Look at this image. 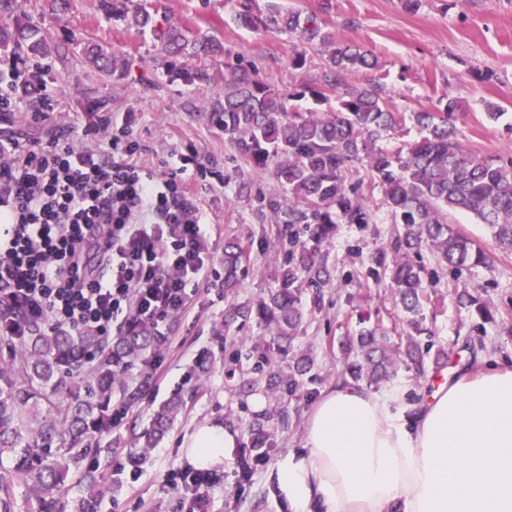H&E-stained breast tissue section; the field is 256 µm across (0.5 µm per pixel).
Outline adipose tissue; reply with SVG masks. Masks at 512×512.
<instances>
[{"label":"adipose tissue","mask_w":512,"mask_h":512,"mask_svg":"<svg viewBox=\"0 0 512 512\" xmlns=\"http://www.w3.org/2000/svg\"><path fill=\"white\" fill-rule=\"evenodd\" d=\"M234 445L213 423L184 443L201 468ZM269 480L290 512H512V369L463 374L416 402L337 383Z\"/></svg>","instance_id":"1"}]
</instances>
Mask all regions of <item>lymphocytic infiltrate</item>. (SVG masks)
I'll use <instances>...</instances> for the list:
<instances>
[{
	"label": "lymphocytic infiltrate",
	"mask_w": 512,
	"mask_h": 512,
	"mask_svg": "<svg viewBox=\"0 0 512 512\" xmlns=\"http://www.w3.org/2000/svg\"><path fill=\"white\" fill-rule=\"evenodd\" d=\"M100 132L91 147L0 138V285L55 325L107 334L127 311L156 327L186 310L187 286L210 263L208 217L188 181L224 176L192 154L145 170L127 131ZM91 249L115 272L100 276Z\"/></svg>",
	"instance_id": "lymphocytic-infiltrate-1"
}]
</instances>
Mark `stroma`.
Listing matches in <instances>:
<instances>
[{
    "mask_svg": "<svg viewBox=\"0 0 512 512\" xmlns=\"http://www.w3.org/2000/svg\"><path fill=\"white\" fill-rule=\"evenodd\" d=\"M264 14L281 9L317 15L343 41L371 51L377 67L359 74V83H380L390 107L397 112L442 111L455 100L453 114L458 139L471 152L512 157V0H421L417 10L404 0H116L114 13L102 11L98 0H74L70 12L52 13L47 0H26L7 25L28 24L56 45L59 53L33 64L18 54L31 88L47 85L55 92L53 112L35 121L37 102L0 120V137L30 142L45 131L63 140L94 145L88 128L101 119L124 127L139 144L141 166L162 168L178 155L196 152L199 162L224 175L223 185L193 188V200L209 218L212 244L209 267L188 289L185 312L169 317L160 328L166 341L159 373H148L139 402L120 410L112 430L103 436L96 460L109 489L100 512H184L189 489L175 476L191 466L182 443L195 428L211 422L224 426L236 440L223 464L215 466L216 481L209 490L210 512H289L269 489L268 475L281 455L301 448L307 411L321 392L334 383L342 359L340 339L363 328L387 331L397 338L404 313L392 295L388 280L367 279L365 270L394 232L380 189L366 167H358L351 181L370 215L366 224H340L324 247L330 279L321 289L304 287L301 303L305 319L288 351H280L266 326L258 320L240 323L227 316L229 307L252 304L277 288L280 275V239L271 224V208L287 210L293 196L273 168L243 161L222 129L210 119L223 85L180 78L184 61L166 56L151 30H139L127 12L143 7L156 23L173 24L189 39L209 36L224 50L212 65L243 60L255 63L275 88L293 91L319 79L322 55L287 33L253 30L236 15L242 2ZM111 48L125 58L127 69L102 76L82 59L86 43ZM306 63L291 65L296 53ZM500 107L499 119L486 116L488 106ZM458 229L485 251L496 254L493 267L478 268L456 277L443 273L429 284L426 325L435 348L448 355V364H427L424 373L405 369L394 386L416 400L429 393L445 376L465 373L491 361L512 367V254L499 252L486 225L469 214L451 217ZM241 240L246 249V273L233 291L224 289V244ZM487 302L492 318L476 325L470 313L458 307L461 291ZM321 304H314V294ZM270 352L274 367L287 369L295 358L314 359L311 381L297 391L279 392L268 407L288 413L287 429L278 431L267 458L254 461L247 429L261 413L242 386L254 377L253 343ZM240 359H232L234 348ZM185 397L173 428L139 463L138 479L117 471L136 455L134 428H146L153 412L173 393Z\"/></svg>",
    "mask_w": 512,
    "mask_h": 512,
    "instance_id": "stroma-1",
    "label": "stroma"
}]
</instances>
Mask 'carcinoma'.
<instances>
[{
	"label": "carcinoma",
	"mask_w": 512,
	"mask_h": 512,
	"mask_svg": "<svg viewBox=\"0 0 512 512\" xmlns=\"http://www.w3.org/2000/svg\"><path fill=\"white\" fill-rule=\"evenodd\" d=\"M238 16L246 27L283 28L306 44L320 46L325 55L322 73L306 90L318 101L334 92L338 106L333 112H298L290 105L294 93L273 88L253 64L238 63L224 74L204 67L186 71L205 84L224 82V100L215 101L211 115L241 159L274 165L277 178L296 199L286 217L273 214L272 223L285 225L281 234L287 243L279 287L254 306L233 308L230 315L243 323L255 316L278 347L291 345L303 327L299 282L320 284L328 276L320 256L322 244L338 224L368 223L367 212L348 185L352 168L362 164L400 225L389 243L392 257L380 252L368 276L389 279L406 315V343L392 347L372 329L346 337L340 377L378 385L402 365L422 368L433 344L421 342V336L430 334L423 304L425 271L412 256L427 249L437 268L456 277L474 267H491L493 255L454 228L448 221L451 212L468 213L488 225L499 249L512 253V160L464 150L451 121V99L441 112L410 115L418 139L394 151L378 146L408 119L389 108L379 85L356 82L360 72L377 66L369 51L343 43L313 15L303 18L288 10L268 16L246 6ZM154 32L163 51L173 56L193 59L221 52L216 40H190L177 26ZM23 47L38 59L58 51L28 27L0 28L1 51ZM83 54L98 72L123 68L120 57L99 45H88ZM330 206L336 212L328 211ZM302 230L309 233V241L301 240ZM244 260L240 243L225 244L224 287L239 281ZM457 302L483 321L492 318L488 305L472 294H458ZM0 337V459L12 463L8 479L0 480V512H12L17 484L25 489L30 512H61L68 505L72 512H97V494L66 502L69 490L100 485L97 470L80 468V459L97 450L111 428L114 397L124 405L139 399L146 380L136 379L133 371L159 355L164 337L134 318L113 335L55 326L29 316L6 294H0ZM271 365L265 354L255 371L266 374L265 391L275 397L281 390L296 389L314 361L303 355L286 374ZM182 407L179 394L161 405L134 461L145 459V450L167 435ZM274 438L272 425L258 420L249 427L255 460L268 455Z\"/></svg>",
	"instance_id": "carcinoma-1"
}]
</instances>
